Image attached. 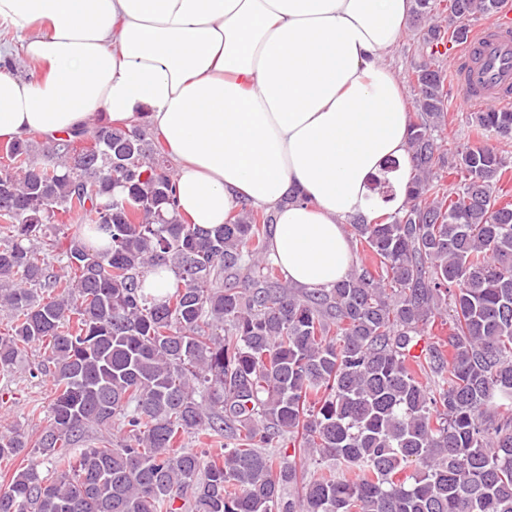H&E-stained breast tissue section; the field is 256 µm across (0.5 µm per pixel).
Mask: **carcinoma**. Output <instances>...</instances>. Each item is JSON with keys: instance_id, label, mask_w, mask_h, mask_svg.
<instances>
[{"instance_id": "1", "label": "carcinoma", "mask_w": 512, "mask_h": 512, "mask_svg": "<svg viewBox=\"0 0 512 512\" xmlns=\"http://www.w3.org/2000/svg\"><path fill=\"white\" fill-rule=\"evenodd\" d=\"M502 2L448 0L444 28L437 0H415L429 61L410 75L405 204L350 225L367 258L329 289L280 278L271 211L244 203L215 230L180 216L165 149L144 127L5 144L0 377L36 345L54 391L34 444L17 425L0 432V463L31 446L53 470L16 467L0 512H512V202L498 187L512 161L441 137L434 50ZM470 119L512 141V112ZM81 134L96 148L79 155ZM397 168L375 179L384 202ZM448 170L460 175L450 192ZM166 266L177 280L155 295L144 274ZM446 305L448 336L411 355ZM186 437L222 439L224 452L187 451ZM314 457L337 473L307 476Z\"/></svg>"}]
</instances>
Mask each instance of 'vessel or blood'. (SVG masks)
I'll return each mask as SVG.
<instances>
[{
	"mask_svg": "<svg viewBox=\"0 0 512 512\" xmlns=\"http://www.w3.org/2000/svg\"><path fill=\"white\" fill-rule=\"evenodd\" d=\"M448 55L469 103L486 111L512 107V13L472 29Z\"/></svg>",
	"mask_w": 512,
	"mask_h": 512,
	"instance_id": "b4317fda",
	"label": "vessel or blood"
}]
</instances>
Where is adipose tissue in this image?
<instances>
[{"label": "adipose tissue", "instance_id": "1", "mask_svg": "<svg viewBox=\"0 0 512 512\" xmlns=\"http://www.w3.org/2000/svg\"><path fill=\"white\" fill-rule=\"evenodd\" d=\"M413 0H0L33 78L0 72V139L144 122L173 161L178 210L219 227L276 211L271 257L299 288L351 261L369 179L407 178L409 114L387 62Z\"/></svg>", "mask_w": 512, "mask_h": 512}]
</instances>
